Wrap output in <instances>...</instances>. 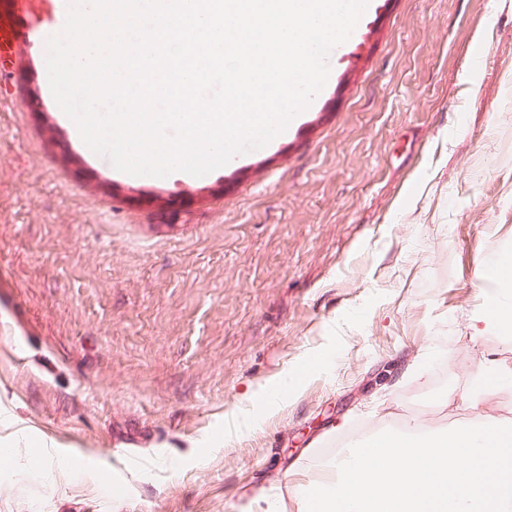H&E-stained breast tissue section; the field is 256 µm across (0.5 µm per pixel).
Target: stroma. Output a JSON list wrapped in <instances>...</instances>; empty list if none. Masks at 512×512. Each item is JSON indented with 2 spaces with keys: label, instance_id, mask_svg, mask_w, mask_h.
Wrapping results in <instances>:
<instances>
[{
  "label": "stroma",
  "instance_id": "1",
  "mask_svg": "<svg viewBox=\"0 0 512 512\" xmlns=\"http://www.w3.org/2000/svg\"><path fill=\"white\" fill-rule=\"evenodd\" d=\"M329 63L287 135L187 180L0 107V512H297L337 442L464 422L512 366L472 327L512 296V0H371ZM297 386V378L294 373L286 372L278 381L265 391V400L262 409L265 413H273L279 410L289 401Z\"/></svg>",
  "mask_w": 512,
  "mask_h": 512
}]
</instances>
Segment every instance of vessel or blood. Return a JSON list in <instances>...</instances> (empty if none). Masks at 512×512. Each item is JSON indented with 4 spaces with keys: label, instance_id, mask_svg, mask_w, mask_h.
<instances>
[{
    "label": "vessel or blood",
    "instance_id": "1",
    "mask_svg": "<svg viewBox=\"0 0 512 512\" xmlns=\"http://www.w3.org/2000/svg\"><path fill=\"white\" fill-rule=\"evenodd\" d=\"M63 0H0V106L17 104V75L33 69L32 32L54 35Z\"/></svg>",
    "mask_w": 512,
    "mask_h": 512
}]
</instances>
